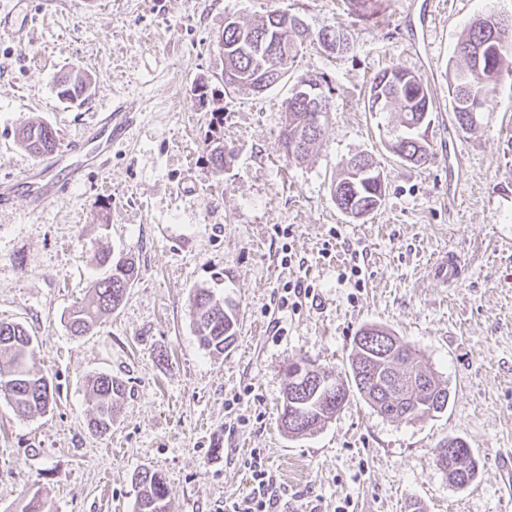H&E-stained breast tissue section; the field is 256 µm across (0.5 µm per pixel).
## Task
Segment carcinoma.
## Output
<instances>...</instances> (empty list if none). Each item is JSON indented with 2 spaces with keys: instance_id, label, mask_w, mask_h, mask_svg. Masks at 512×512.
I'll use <instances>...</instances> for the list:
<instances>
[{
  "instance_id": "1",
  "label": "carcinoma",
  "mask_w": 512,
  "mask_h": 512,
  "mask_svg": "<svg viewBox=\"0 0 512 512\" xmlns=\"http://www.w3.org/2000/svg\"><path fill=\"white\" fill-rule=\"evenodd\" d=\"M306 38V31L294 28L288 22L287 12L279 10L255 23L224 26V85L245 88L260 78L267 81L268 88L279 84L284 75L274 76L275 63L265 55L259 40L276 44L293 60ZM485 55L490 69L501 75H512L511 69L504 68L507 57L512 55V32L503 41L486 47ZM463 66L464 62L457 60L448 79L454 108L458 107V101L481 95L486 88L483 72L471 75L466 88H460L457 76ZM55 87L60 99L73 104L83 100L90 81L81 71H71L58 78ZM380 97L399 112V127L389 131V152L397 157H411L416 165L425 164L430 157V143L420 136L417 123L433 110L428 86L419 76L393 65L373 77L365 108L373 110ZM430 123L431 119L425 120V124ZM308 125L307 107L295 94H289L285 122L279 133L280 146L288 159H304L320 139V130L305 136ZM56 141L54 128L41 120L26 123L19 132V142L36 156L52 152ZM331 192L342 212L356 209L361 213L375 209L382 201L385 187L374 177L358 174L351 159L336 174ZM99 266L103 273L93 280L87 300L68 314L67 328L73 336L91 333L102 316L116 311L137 277L134 258L126 254L116 256L109 249L102 251ZM190 307L200 345L210 352H224L234 341L239 326L238 305L227 297L216 299L208 288H199L193 291ZM380 335L388 339L383 347L370 342L375 333L363 328L354 336L349 378L339 379L344 394L356 389L374 411L388 419L413 420L444 411L450 398L448 387L422 367L416 352L399 337L385 330ZM37 350L33 336L22 325L0 321V392L10 397L22 415L46 410L53 399L47 378L30 365ZM90 388L92 428L101 435L107 434L112 430L126 384L119 377L101 373L90 379ZM341 408L342 404L336 402V392L316 383L300 392L294 390L291 381L283 395L279 421L290 434L312 432L332 420ZM436 465L448 476V482L459 489L468 487L477 474V461L471 448L458 438H450L440 445ZM134 480L139 488L138 512H167L168 488L159 473L144 470Z\"/></svg>"
}]
</instances>
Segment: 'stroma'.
Wrapping results in <instances>:
<instances>
[{"instance_id":"stroma-1","label":"stroma","mask_w":512,"mask_h":512,"mask_svg":"<svg viewBox=\"0 0 512 512\" xmlns=\"http://www.w3.org/2000/svg\"><path fill=\"white\" fill-rule=\"evenodd\" d=\"M27 3V37L0 38V184L35 163L17 139L30 120L64 141L123 100L137 122L104 167L85 169L39 212L21 196L0 208V320L37 337L32 364L57 389L55 403L28 416L0 394V512H26L34 496L43 512H137L134 476L144 470L165 477L168 512H224L251 490L254 448L280 484L279 512H512L499 469L512 452V80L490 96L475 134L456 128L448 96L458 38L489 9L512 13V0ZM274 10L300 16L311 35L346 29L355 47L331 54L308 41L281 85L225 88L226 20ZM391 64L432 92L431 158L420 166L386 147L396 113L364 109L372 77ZM73 69L92 80L79 105L53 86ZM305 75L324 79L334 108L294 162L278 135L292 82ZM215 137L230 152L220 170L207 148ZM357 155L381 165L385 195L354 221L337 208L331 179ZM105 245L132 254L138 278L94 334L71 336L67 315L87 298ZM445 251L462 264L447 286L430 275ZM296 280L313 300L280 307ZM198 288L240 304L222 354L199 344L189 306ZM369 324L423 355L451 391L447 411L396 422L356 394L314 433L285 434L288 362L344 375ZM98 373L126 383L104 436L90 426L88 379ZM451 437L479 460L464 489L434 462Z\"/></svg>"}]
</instances>
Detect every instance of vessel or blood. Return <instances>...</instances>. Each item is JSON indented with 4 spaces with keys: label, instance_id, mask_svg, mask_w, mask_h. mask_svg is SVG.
<instances>
[{
    "label": "vessel or blood",
    "instance_id": "b4317fda",
    "mask_svg": "<svg viewBox=\"0 0 512 512\" xmlns=\"http://www.w3.org/2000/svg\"><path fill=\"white\" fill-rule=\"evenodd\" d=\"M25 0H11V7L0 14V35L23 36L30 23L24 10ZM134 110L120 102L101 114L94 132L71 138L66 146L39 156L18 185L0 188V205L23 193L32 209H39L51 198L60 197L71 185L79 183L87 162L104 163L114 143L123 141L133 124Z\"/></svg>",
    "mask_w": 512,
    "mask_h": 512
}]
</instances>
